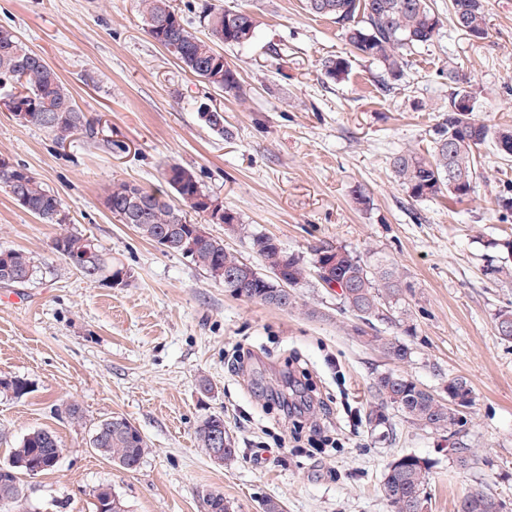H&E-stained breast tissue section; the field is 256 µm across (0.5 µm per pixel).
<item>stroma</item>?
<instances>
[{
    "label": "stroma",
    "instance_id": "stroma-1",
    "mask_svg": "<svg viewBox=\"0 0 512 512\" xmlns=\"http://www.w3.org/2000/svg\"><path fill=\"white\" fill-rule=\"evenodd\" d=\"M302 2L170 0L199 31L212 5L255 13L257 37L223 49L247 90L239 100L156 43L138 0H0V27L57 72L95 130L60 142L0 112V155L58 194L68 227L94 237L129 273L117 288L83 278L51 248L59 225L0 190V249L27 251L38 267L29 283H0V379L29 384L21 395L0 393V461L38 429L63 448L53 470L27 480L23 512H95L101 485L129 512H207L212 493L235 512H261L268 498L286 512H391L383 477L403 454L430 465L429 512H457L477 490L512 508V340L496 329L498 312L512 310L504 247L512 210L498 205L512 197V161L486 143L475 191L460 200L410 199L391 165L397 154L430 150L452 69L466 76L478 119L512 126V0H487L483 40L456 27L448 0H430L439 32L389 94L374 82L377 64ZM336 56L349 62L339 81L321 71ZM203 103L223 110L229 136L204 124ZM172 162L237 213L238 233L195 213L190 220L238 257L255 261L247 235L259 232L306 261L329 241L396 270L402 299L373 333L408 345L409 361L367 344L316 276L296 286L291 309L250 300L104 206L112 183L163 186ZM358 187L365 203L354 199ZM386 371L437 392L464 378L467 430H423L390 407L386 424L371 426L373 381ZM71 403L81 418L68 415ZM218 412L238 448L224 465L195 438ZM112 416L129 419L148 443L135 470L90 446ZM463 448L472 468L457 463Z\"/></svg>",
    "mask_w": 512,
    "mask_h": 512
}]
</instances>
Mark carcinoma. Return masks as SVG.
I'll return each mask as SVG.
<instances>
[{
  "mask_svg": "<svg viewBox=\"0 0 512 512\" xmlns=\"http://www.w3.org/2000/svg\"><path fill=\"white\" fill-rule=\"evenodd\" d=\"M307 13L335 23L353 48L364 58L378 64L376 83L384 93L394 89L411 68L412 56L431 42L438 33L439 20L428 0H304ZM141 14L149 35L195 76L213 88L241 98L245 90L238 71L224 61L219 45L240 46L252 42L259 21L247 8L213 9L205 13L203 23L207 34L201 37L169 0H140ZM451 13L461 29L476 39L488 36L485 0H450ZM326 77L339 80L349 72L343 57H329L322 63ZM448 80L455 84L448 96V113L434 129L433 148L427 156L413 152L398 154L392 168L408 197L414 200L436 197L443 192L462 198L474 191L478 177V150L491 141L512 145V126H490L475 118L474 112L460 111L459 95L466 91L465 79L448 71ZM13 102V111L29 114L27 123L44 129L56 139L73 135L78 130L92 132L73 96L59 75L37 53L33 52L8 28H0V98ZM165 182L180 204H174L166 193L147 190L129 182L114 183L104 197L105 207L123 224H130L146 240L172 253L189 257L207 274L217 267L242 271V277L224 284L239 296L278 308L295 304V295L283 302H273L280 289L277 277L298 286L307 276V267L300 257L280 247L264 234L251 235L253 251L262 268L239 259L224 247L219 238L191 237V220L187 210L206 214L207 202L216 196L205 192L196 175L178 163L164 169ZM0 189L6 191L22 208L47 224L65 223L63 203L28 168L18 164L0 169ZM334 249L342 256L336 265V279L347 288L340 291L345 309L367 318L378 315L379 307L399 301L401 283L391 268H373L361 257L330 243L314 249L313 258ZM53 249L89 281L108 285L121 265L112 262L103 248L85 234L62 230L53 240ZM37 265L29 253L20 249H0V283L12 284L32 280ZM382 349L396 361L404 362L410 355L407 345L399 341L382 343ZM375 385L382 403L395 408L410 422L423 429L440 431L449 428L448 407L418 390L413 380L395 372L377 376ZM224 427V416L214 413L198 426L199 445L211 447V433ZM91 448L101 456L128 469L137 468L147 454L148 446L141 432L120 416L100 421L91 438ZM61 451L55 435L34 430L12 448L8 458L15 461L51 459ZM25 467L11 468L0 474V498L23 483ZM429 465L415 455L405 462L389 467L383 490L391 502L412 499L426 494ZM468 512H495V497L475 491L464 497Z\"/></svg>",
  "mask_w": 512,
  "mask_h": 512,
  "instance_id": "1",
  "label": "carcinoma"
}]
</instances>
